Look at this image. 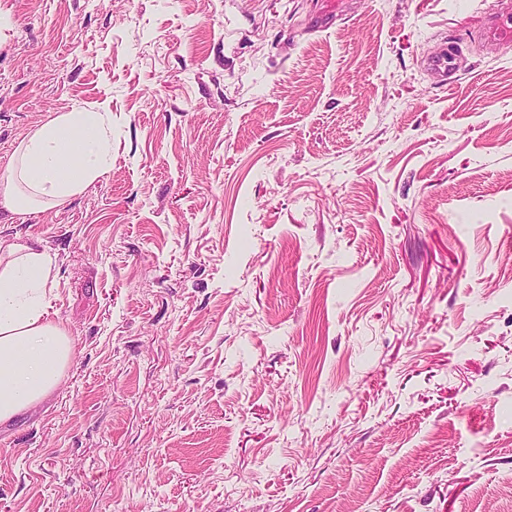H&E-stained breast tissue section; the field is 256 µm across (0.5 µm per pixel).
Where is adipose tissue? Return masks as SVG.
<instances>
[{
	"instance_id": "ef3b65f1",
	"label": "adipose tissue",
	"mask_w": 512,
	"mask_h": 512,
	"mask_svg": "<svg viewBox=\"0 0 512 512\" xmlns=\"http://www.w3.org/2000/svg\"><path fill=\"white\" fill-rule=\"evenodd\" d=\"M112 147L97 112H67L21 140L0 173V211L37 213L84 191L106 169ZM54 259L19 237L0 236V425L54 391L75 341L50 318L44 289Z\"/></svg>"
}]
</instances>
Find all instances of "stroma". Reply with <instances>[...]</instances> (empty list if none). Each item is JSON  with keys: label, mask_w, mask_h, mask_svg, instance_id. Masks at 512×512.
<instances>
[{"label": "stroma", "mask_w": 512, "mask_h": 512, "mask_svg": "<svg viewBox=\"0 0 512 512\" xmlns=\"http://www.w3.org/2000/svg\"><path fill=\"white\" fill-rule=\"evenodd\" d=\"M495 0H0V217L76 342L0 426V512H512V46ZM458 57L449 77L424 61ZM500 4L501 7L488 17L480 31L484 40L496 48L512 44V2L500 0ZM111 151L99 112H65L38 125L0 175V211L37 213L64 202L105 171Z\"/></svg>", "instance_id": "obj_1"}]
</instances>
